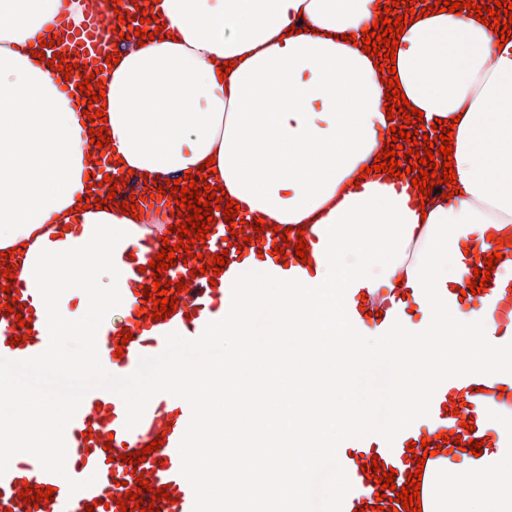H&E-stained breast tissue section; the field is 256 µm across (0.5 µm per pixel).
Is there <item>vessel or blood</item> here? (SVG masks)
Instances as JSON below:
<instances>
[{
  "instance_id": "obj_1",
  "label": "vessel or blood",
  "mask_w": 512,
  "mask_h": 512,
  "mask_svg": "<svg viewBox=\"0 0 512 512\" xmlns=\"http://www.w3.org/2000/svg\"><path fill=\"white\" fill-rule=\"evenodd\" d=\"M61 40L57 52L78 54L89 67H103L113 51L114 40L104 19L85 17L80 26H70L61 20L56 28ZM240 238H229L224 222H216L208 232L203 245H192V252L213 255L227 252L230 262H237V245ZM199 261L176 263L165 270L164 277L177 283L189 279L190 287L178 292L175 314L158 321L140 320L137 311L142 308V298L136 295L138 285L152 286L150 273L134 272L130 287L120 294L130 308L126 321L132 328L133 338L120 344L116 332H107L101 338V357L110 361L117 373H130L142 356L165 351L170 341H180L197 352H204L208 339L204 329L215 322L224 310V291L211 285L210 277L199 274ZM484 307L490 311L497 330L488 338L489 345L497 346L506 341V326L512 322V288L499 287L489 281L480 293ZM25 336L24 344L11 346L14 335ZM49 336L28 335L26 328L18 327L16 320L0 325V358L23 364L44 359L52 350ZM123 349V357H116V349ZM103 392L94 384L86 385L72 405L71 427L74 442L71 447L59 449L58 462H36L26 465L0 464V512H26L27 507L18 497L19 482H28L30 488L53 487L52 502L40 503L37 512H119L117 499L129 490H137L135 473H143L151 488L142 493L143 502H151V490L168 486L170 500L156 502L161 512H215L213 504L204 496L200 483L191 482L186 476V439L198 424L197 396L169 399L161 393L150 394L137 406L124 402L103 403ZM470 404L472 417H479L493 403L512 407V375L483 369L449 376L447 381L434 386L423 412L424 418L436 423L444 434L460 435L463 441L487 437L484 452L492 448L512 447V435L498 434L492 424H482L480 432L469 433L460 425V419L451 415L448 406L456 398ZM162 439L160 450L148 454L145 462L137 465L123 463L125 454L144 449L154 439ZM409 431L393 433L387 439L370 435L356 442L355 453L341 452L347 481L369 488L370 496L363 501L342 500L337 512H356L360 504L375 505L380 486L367 479L364 466L371 461L391 467L397 475L396 486H405L409 474L415 472L412 454L407 450Z\"/></svg>"
}]
</instances>
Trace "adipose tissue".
<instances>
[{
    "instance_id": "ef3b65f1",
    "label": "adipose tissue",
    "mask_w": 512,
    "mask_h": 512,
    "mask_svg": "<svg viewBox=\"0 0 512 512\" xmlns=\"http://www.w3.org/2000/svg\"><path fill=\"white\" fill-rule=\"evenodd\" d=\"M387 2L159 0L170 38L128 41L103 73L116 159L98 163L70 94L75 81L31 56L62 12L81 21L79 4L0 0V252H16L15 274L36 305L34 335L77 348L23 366L0 360L22 399L44 405L38 425L0 421V461H38L42 449L70 446L80 392L70 370L91 364L108 402H137L149 383L172 398L207 390L204 426L187 438V474L207 475L205 492L224 512H293L312 489L309 512H336L337 498L368 494L345 481L337 459L352 430L411 427L415 438H435L434 426L420 424L431 384L455 370L512 368V357L485 350L495 323L473 296L448 298L467 286L474 236H512V40L465 13L406 23L396 54L403 93L424 124L456 122L460 191L418 205L390 173L361 172L403 124L388 119L382 74L352 41ZM227 61L233 67L219 78ZM211 157L239 220L304 229L307 262L292 279L249 247L224 278L207 369L173 341L114 376L97 362L102 329L122 327L129 314L114 291L127 287L142 239L160 237L174 218L83 209L79 199L102 197L108 174L174 180ZM383 310L390 318L378 330L372 316ZM258 336L285 337L297 354L308 338L332 340L328 413L310 412L317 369L274 398L268 380L242 379L277 355ZM262 440L268 461L256 469L248 449ZM432 466L424 512H512V452L453 472L444 456Z\"/></svg>"
}]
</instances>
